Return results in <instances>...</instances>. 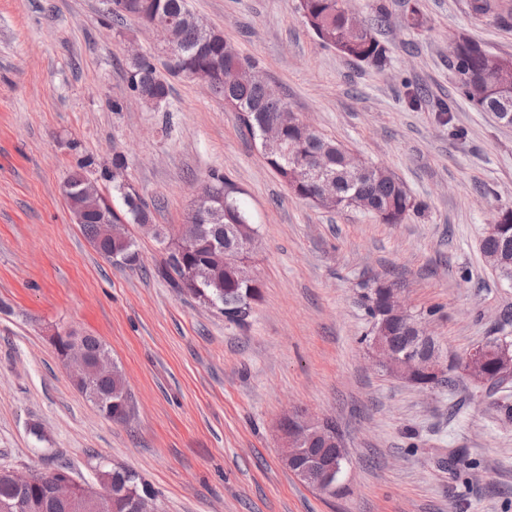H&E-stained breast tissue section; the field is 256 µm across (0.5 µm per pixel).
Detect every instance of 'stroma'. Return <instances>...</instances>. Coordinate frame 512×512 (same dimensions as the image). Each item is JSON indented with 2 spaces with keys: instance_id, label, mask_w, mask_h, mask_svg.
I'll list each match as a JSON object with an SVG mask.
<instances>
[{
  "instance_id": "1",
  "label": "stroma",
  "mask_w": 512,
  "mask_h": 512,
  "mask_svg": "<svg viewBox=\"0 0 512 512\" xmlns=\"http://www.w3.org/2000/svg\"><path fill=\"white\" fill-rule=\"evenodd\" d=\"M384 2L380 68L322 45L296 0L189 5L300 119L425 203L399 224L297 197L200 82L172 79L160 111L142 106L128 53H158L159 40L109 17L107 0H0V469L65 460L93 485L102 466H124L159 512H512V423L498 420L495 397L460 369L449 390L387 373L359 303L366 281L394 284L460 359L512 337L501 321L512 285L480 250L512 207V126L474 108L448 65L461 35L512 57V19L475 17L470 0H418L428 24L417 30L403 22L405 0ZM117 153L141 196L160 201L162 230L184 223L211 172L236 184L260 238L249 270L262 298L246 324L155 278L163 247L138 225L128 230L141 265L130 269L74 224L64 178L81 158L101 170ZM68 330L99 336L122 367L129 422L107 420L74 386L55 347ZM292 412L330 418L343 435L336 494L283 464L277 425ZM456 448L473 468L445 466Z\"/></svg>"
}]
</instances>
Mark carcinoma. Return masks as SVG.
I'll return each instance as SVG.
<instances>
[{
	"label": "carcinoma",
	"mask_w": 512,
	"mask_h": 512,
	"mask_svg": "<svg viewBox=\"0 0 512 512\" xmlns=\"http://www.w3.org/2000/svg\"><path fill=\"white\" fill-rule=\"evenodd\" d=\"M299 10L309 30L344 57L369 66L385 64L387 48L375 37L373 23L363 20L361 32L349 28L347 0H299ZM111 16L120 20L130 16L146 27L155 19L171 18L176 21V52L173 58L162 61L160 67L155 63V57L147 54L128 63L129 89L149 108L158 110L167 103L172 78H182L201 68L222 73L250 63L234 51L223 33L197 25L188 0H112ZM404 23L411 29L426 27L427 18L417 3H407ZM452 67L456 71L463 68L471 75L469 83H458V89L466 99H473L476 93L483 94L479 110L491 112L512 125V90H491L482 81L485 70L498 68V62L468 52L464 58L453 61ZM212 93L237 112L240 125L257 139L264 122L276 120L280 113L289 111L288 105L272 88L261 84L244 82L226 87L221 79L212 88ZM287 138L288 144L304 157L328 154L326 175L333 179L334 187L329 189L331 202L327 209L349 208L353 201L364 199L372 207V215L385 224H399L408 216L424 211L425 204L416 200L405 185L381 178L376 173L355 175L346 171L342 156L345 146L342 143L319 132L309 134L297 125L288 126ZM265 160L296 196L313 200L315 192L304 180L301 168L287 164L274 153L266 155ZM92 165L90 160L80 161L78 169L71 171L64 181L63 190L72 216L99 254L116 265L134 267L140 263L136 242L128 235L109 234V225L116 226L124 220L131 223L138 215L150 217L156 202L149 203L125 189L121 157H114L112 169L100 171L97 179L92 177ZM100 179L112 183V195L123 200L121 210H115L109 199L101 194L98 187ZM206 184L214 198L223 200V213L212 223L203 225L192 248L180 259L177 258L180 250L178 240L169 239L168 250L155 266V275L180 292L220 307L228 323L244 325L251 316L252 304L261 297L260 285L250 286L235 281L231 269L224 266V253L235 252L239 242L255 231V227L238 196L229 195L226 176L212 173ZM481 250L512 257V228L500 237L486 239ZM387 290L389 286L383 283L363 287L361 307L373 328L381 324ZM386 328L390 347L401 355L408 352L412 339L404 326L388 321ZM76 348L90 367L99 359L110 356L106 344L92 334L70 331L57 336L56 349L62 361H70ZM75 386L104 418L127 422L130 394L123 370L117 363H112V372L98 373L91 382L82 380ZM310 455L321 467L336 463V448L321 441L313 442ZM106 472L111 474L112 492L115 494L112 512H131L128 497L123 495L125 491L141 497L152 495L136 471L111 467ZM68 473L70 468L66 465H60L48 474L38 471L35 481L21 490L10 479L8 470L0 469V505H10L20 497L26 505L22 512H75L73 504L57 499L52 493L53 481Z\"/></svg>",
	"instance_id": "1"
}]
</instances>
